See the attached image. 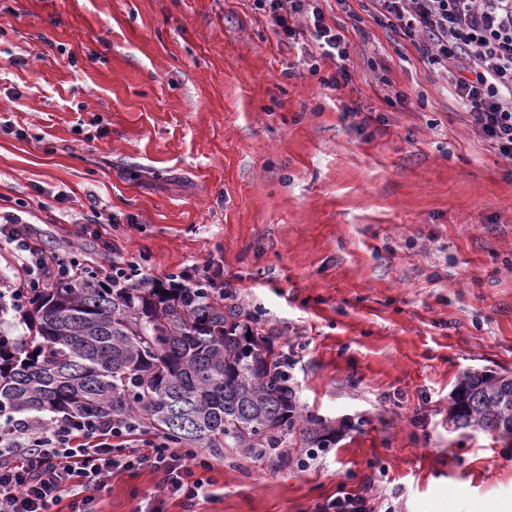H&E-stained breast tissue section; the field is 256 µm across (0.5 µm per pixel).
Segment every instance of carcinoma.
Masks as SVG:
<instances>
[{
	"mask_svg": "<svg viewBox=\"0 0 512 512\" xmlns=\"http://www.w3.org/2000/svg\"><path fill=\"white\" fill-rule=\"evenodd\" d=\"M22 322L19 338L0 332V414H133L178 445L252 453L293 431L305 448L336 442L326 420L301 413L279 353L187 291L58 279L29 292ZM448 426L512 439V375L468 373Z\"/></svg>",
	"mask_w": 512,
	"mask_h": 512,
	"instance_id": "cac0c4a2",
	"label": "carcinoma"
}]
</instances>
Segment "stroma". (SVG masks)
I'll return each mask as SVG.
<instances>
[{
	"label": "stroma",
	"instance_id": "stroma-1",
	"mask_svg": "<svg viewBox=\"0 0 512 512\" xmlns=\"http://www.w3.org/2000/svg\"><path fill=\"white\" fill-rule=\"evenodd\" d=\"M317 3L337 88L255 0H0V214L85 271L105 239L159 282L218 262L263 311L336 443L306 471L205 449L195 512H314L371 475L395 512H512V442L448 426L466 373H512V162L371 0Z\"/></svg>",
	"mask_w": 512,
	"mask_h": 512
}]
</instances>
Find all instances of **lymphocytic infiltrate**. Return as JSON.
I'll use <instances>...</instances> for the list:
<instances>
[{
	"mask_svg": "<svg viewBox=\"0 0 512 512\" xmlns=\"http://www.w3.org/2000/svg\"><path fill=\"white\" fill-rule=\"evenodd\" d=\"M372 2L389 27L446 75L478 136L512 160V0ZM260 4L278 40L305 36L321 58H348L347 37L326 22L312 0ZM0 245L9 247L18 265L15 282L0 287V304L6 308L20 310L27 289L77 273V262L46 250L35 225L19 215L0 217ZM169 285L189 289L203 301L221 300L238 310L243 326L259 322L257 311L241 307L236 287L225 282L220 266L186 267ZM143 466L154 470L159 482L136 512H162L173 498L190 512L213 496L208 483L195 475L196 468H208V461L163 434L146 432L135 417H0V512H51L63 501L68 512H95L110 477Z\"/></svg>",
	"mask_w": 512,
	"mask_h": 512,
	"instance_id": "lymphocytic-infiltrate-1",
	"label": "lymphocytic infiltrate"
}]
</instances>
